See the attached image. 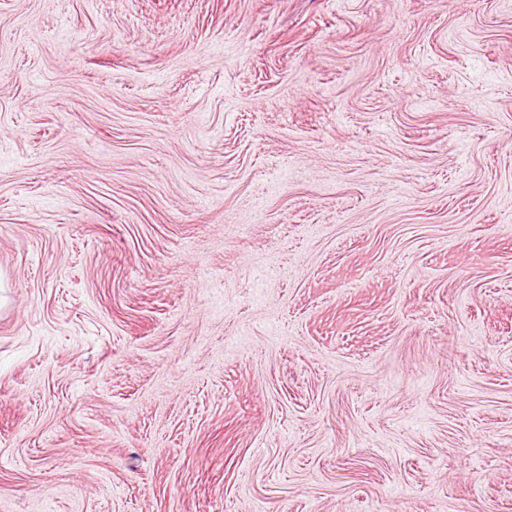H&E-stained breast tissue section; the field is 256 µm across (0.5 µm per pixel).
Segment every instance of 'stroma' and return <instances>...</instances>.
<instances>
[{"label":"stroma","mask_w":512,"mask_h":512,"mask_svg":"<svg viewBox=\"0 0 512 512\" xmlns=\"http://www.w3.org/2000/svg\"><path fill=\"white\" fill-rule=\"evenodd\" d=\"M0 512H512V0H0Z\"/></svg>","instance_id":"35a3bbf8"}]
</instances>
